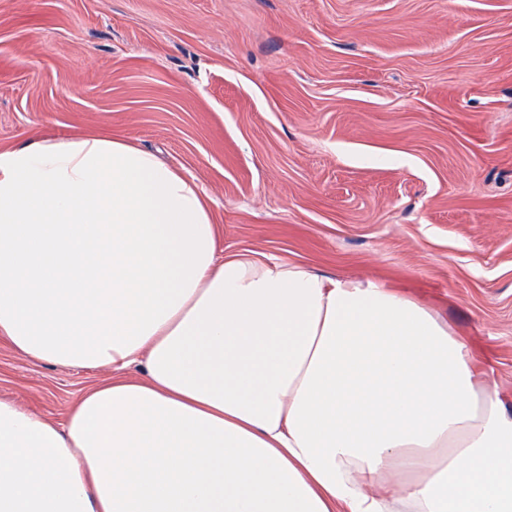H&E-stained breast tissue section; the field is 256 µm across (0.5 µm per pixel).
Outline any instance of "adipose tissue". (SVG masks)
<instances>
[{"label":"adipose tissue","mask_w":512,"mask_h":512,"mask_svg":"<svg viewBox=\"0 0 512 512\" xmlns=\"http://www.w3.org/2000/svg\"><path fill=\"white\" fill-rule=\"evenodd\" d=\"M0 340L110 372L60 422L0 399V512H512V416L447 324L225 254L129 138L0 152Z\"/></svg>","instance_id":"1"}]
</instances>
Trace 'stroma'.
Instances as JSON below:
<instances>
[{
    "label": "stroma",
    "instance_id": "obj_1",
    "mask_svg": "<svg viewBox=\"0 0 512 512\" xmlns=\"http://www.w3.org/2000/svg\"><path fill=\"white\" fill-rule=\"evenodd\" d=\"M98 130L195 178L225 253L428 306L512 415V0H0V150ZM106 376L0 342L56 420Z\"/></svg>",
    "mask_w": 512,
    "mask_h": 512
}]
</instances>
